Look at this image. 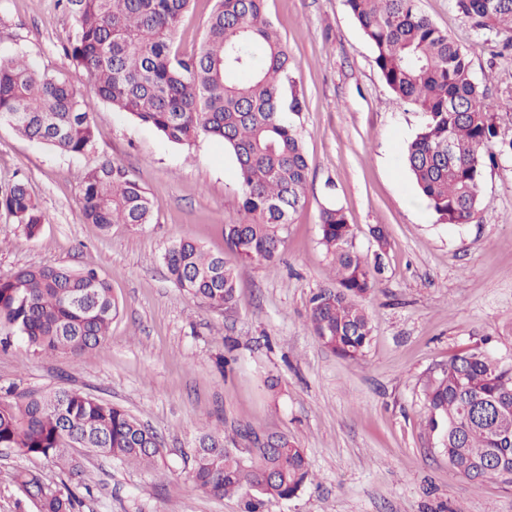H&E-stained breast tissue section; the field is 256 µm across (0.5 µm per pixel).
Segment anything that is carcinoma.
<instances>
[{
    "label": "carcinoma",
    "mask_w": 512,
    "mask_h": 512,
    "mask_svg": "<svg viewBox=\"0 0 512 512\" xmlns=\"http://www.w3.org/2000/svg\"><path fill=\"white\" fill-rule=\"evenodd\" d=\"M77 28L67 56L94 78L97 96L188 145L199 135L220 138L234 156L243 219L224 225L227 247L241 262H272L281 255L285 227L305 201L308 163L286 114L303 111L288 55L265 13V0H214L199 47L174 49L191 0H65ZM479 31L512 34V0H455ZM374 51L385 84L420 114L404 156L420 197L439 220L470 223L481 205L487 163L512 155L494 107L475 80L465 48L420 13L416 0H345ZM0 123L31 141L78 156L93 144L90 109L66 80L38 72L23 56L0 55ZM0 210L36 236L45 222L26 184L0 194ZM80 219L107 230L153 219L152 201L122 164L110 160L88 171L80 192ZM322 242L336 287L310 299V326L324 347L357 360L371 339L362 300L382 271L354 251V231L342 209L320 215ZM163 261L183 291L213 307L232 304L237 275L221 255L187 238L173 242ZM118 304L107 278L94 269L28 266L0 276V325L35 350L80 358L108 335ZM426 426L436 433L448 466L469 479L512 484V362L482 347L448 359L427 381ZM156 434L127 410L73 388L0 389V448L41 455L77 474L83 448L127 466L151 468L161 455ZM276 447H228L218 430L203 432L189 477L205 494H236L241 512H269L311 481L304 450L286 436ZM18 480L37 512H76L77 495L55 491L43 477Z\"/></svg>",
    "instance_id": "1"
}]
</instances>
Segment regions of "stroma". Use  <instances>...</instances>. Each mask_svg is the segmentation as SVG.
I'll return each instance as SVG.
<instances>
[{"label":"stroma","mask_w":512,"mask_h":512,"mask_svg":"<svg viewBox=\"0 0 512 512\" xmlns=\"http://www.w3.org/2000/svg\"><path fill=\"white\" fill-rule=\"evenodd\" d=\"M422 14L463 46L497 123L512 135V49L481 33L455 0H418ZM213 0H193L174 46L192 52ZM265 12L297 66L305 109L292 116L306 154V201L280 258L239 263L224 227L241 220L236 163L206 135L178 145L98 100L88 72L65 49L76 26L58 0H0V54L22 55L64 78L88 102L92 147L69 157L0 124V192L24 180L46 221L26 237L0 211V275L22 266L92 268L119 310L107 338L74 358L21 338L0 350V386L80 389L128 410L163 443L156 468L125 466L77 449L82 471L0 448V512H36L17 481L40 474L82 495L80 512H240L191 483L193 444L208 429L288 436L314 478L270 512H512V486L457 474L425 425L423 389L450 356L484 344L512 358V156L486 168L483 205L471 223L438 220L402 158L419 116L397 99L344 0H266ZM126 166L147 189L152 223L101 229L80 219L85 174L103 161ZM341 207L354 248L382 252L384 270L365 299L372 338L346 360L313 335L309 301L336 280L321 241L320 212ZM381 227L386 247L372 235ZM189 238L223 254L237 273L230 308H213L170 280L162 260Z\"/></svg>","instance_id":"1"}]
</instances>
